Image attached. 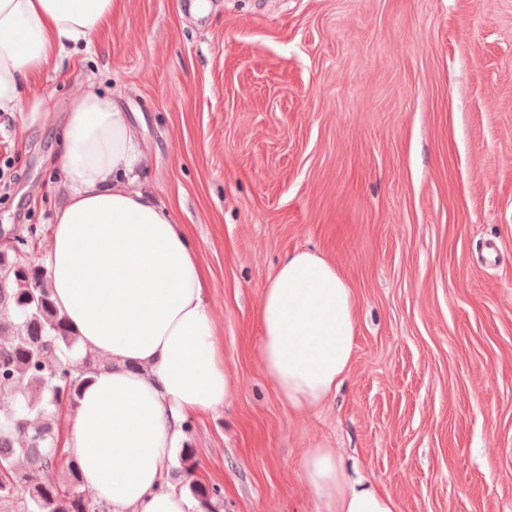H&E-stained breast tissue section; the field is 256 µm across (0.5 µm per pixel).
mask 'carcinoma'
Here are the masks:
<instances>
[{"instance_id":"obj_1","label":"carcinoma","mask_w":512,"mask_h":512,"mask_svg":"<svg viewBox=\"0 0 512 512\" xmlns=\"http://www.w3.org/2000/svg\"><path fill=\"white\" fill-rule=\"evenodd\" d=\"M19 248L0 250V394L19 397L20 411L0 419V512H107L80 484L74 465L64 466L55 448V413L76 405L82 387L100 367L88 351L82 366L70 364L78 345L57 311L46 269ZM36 418H30V415ZM205 507L218 512L221 487H208L184 468L176 478Z\"/></svg>"}]
</instances>
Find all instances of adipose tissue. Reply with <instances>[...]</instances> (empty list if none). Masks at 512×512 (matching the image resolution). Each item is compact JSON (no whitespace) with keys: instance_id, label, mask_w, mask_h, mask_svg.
<instances>
[{"instance_id":"1","label":"adipose tissue","mask_w":512,"mask_h":512,"mask_svg":"<svg viewBox=\"0 0 512 512\" xmlns=\"http://www.w3.org/2000/svg\"><path fill=\"white\" fill-rule=\"evenodd\" d=\"M115 0H0V112H25L31 79L67 48L88 45ZM59 158L65 200L52 225L47 273L80 350L104 356L80 392L65 448L82 489L112 512H200L166 484L189 417L230 390L205 300L206 273L185 225L144 186V151L111 97L75 95ZM263 371L295 409H314L350 369L357 300L335 264L297 251L279 264L259 311ZM301 477L317 512H400L395 498L353 475L333 449H308Z\"/></svg>"}]
</instances>
